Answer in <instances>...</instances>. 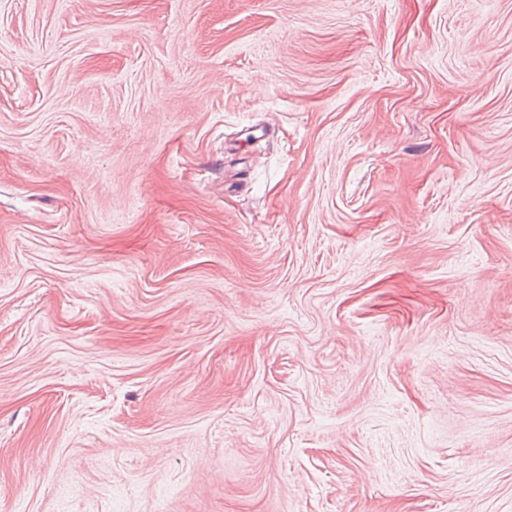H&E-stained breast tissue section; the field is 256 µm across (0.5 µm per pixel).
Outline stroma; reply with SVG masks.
<instances>
[{
	"label": "stroma",
	"instance_id": "stroma-1",
	"mask_svg": "<svg viewBox=\"0 0 512 512\" xmlns=\"http://www.w3.org/2000/svg\"><path fill=\"white\" fill-rule=\"evenodd\" d=\"M0 512H512V0H0Z\"/></svg>",
	"mask_w": 512,
	"mask_h": 512
}]
</instances>
